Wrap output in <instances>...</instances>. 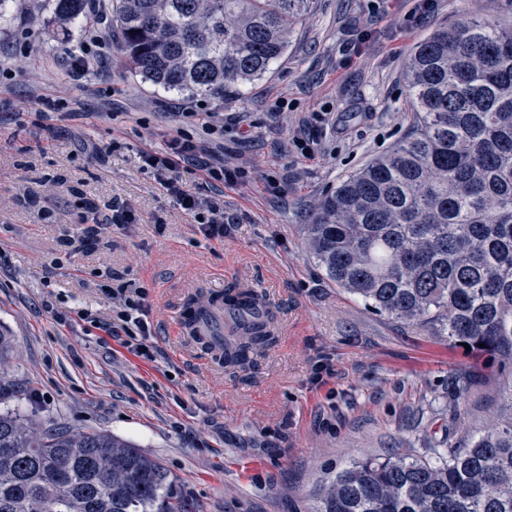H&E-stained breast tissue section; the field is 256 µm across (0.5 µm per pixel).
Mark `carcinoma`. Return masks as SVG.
I'll return each mask as SVG.
<instances>
[{
	"mask_svg": "<svg viewBox=\"0 0 512 512\" xmlns=\"http://www.w3.org/2000/svg\"><path fill=\"white\" fill-rule=\"evenodd\" d=\"M307 0H112L118 46L153 85L224 100L287 51ZM60 21L85 0H52ZM413 130L342 181L307 225L326 276L389 319L416 322L507 374L509 412L430 457L369 459L313 512H512V27L462 18L407 66ZM251 289H224L244 306ZM221 359L246 369L273 312L231 311ZM157 459L110 432L74 434L0 409V512H189Z\"/></svg>",
	"mask_w": 512,
	"mask_h": 512,
	"instance_id": "cac0c4a2",
	"label": "carcinoma"
}]
</instances>
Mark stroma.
Instances as JSON below:
<instances>
[{
	"mask_svg": "<svg viewBox=\"0 0 512 512\" xmlns=\"http://www.w3.org/2000/svg\"><path fill=\"white\" fill-rule=\"evenodd\" d=\"M309 0L284 56L217 102L130 72L111 0L102 21L55 18L50 0H9L0 18V378L41 423L131 439L169 469L198 512H310L336 474L393 454L425 455L447 424L479 431L500 415L482 361L370 311L331 282L305 247L322 199L411 126L406 64L433 30L463 17L512 25V0ZM95 38L90 77L72 44ZM193 120H186V113ZM210 136L212 163L249 167L184 194L223 206L224 238L144 168L143 150ZM135 224L109 226L112 208ZM149 288L159 354L145 361L99 329L60 320L74 306L108 317V277ZM240 283L276 315V342L253 367L225 369L180 331L190 299ZM333 375L315 385L316 368ZM464 370L479 381L459 394Z\"/></svg>",
	"mask_w": 512,
	"mask_h": 512,
	"instance_id": "obj_1",
	"label": "stroma"
}]
</instances>
